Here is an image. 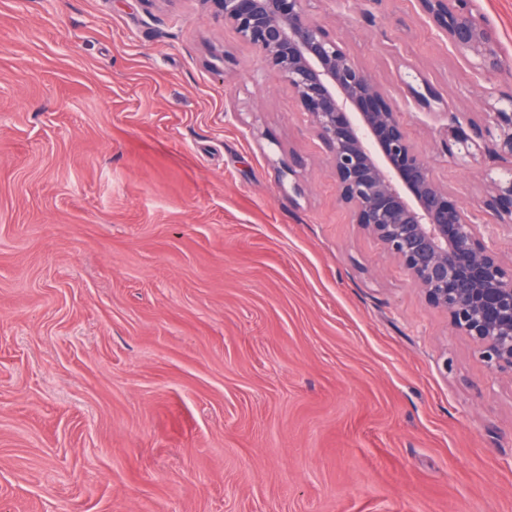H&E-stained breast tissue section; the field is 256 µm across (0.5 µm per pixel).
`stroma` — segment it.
<instances>
[{"label":"stroma","instance_id":"stroma-1","mask_svg":"<svg viewBox=\"0 0 512 512\" xmlns=\"http://www.w3.org/2000/svg\"><path fill=\"white\" fill-rule=\"evenodd\" d=\"M459 205L477 76L413 0H312ZM297 163L300 193L284 166ZM0 512H512V376L339 201L204 0H0Z\"/></svg>","mask_w":512,"mask_h":512}]
</instances>
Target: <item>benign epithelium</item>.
Segmentation results:
<instances>
[{
  "label": "benign epithelium",
  "instance_id": "7a95c632",
  "mask_svg": "<svg viewBox=\"0 0 512 512\" xmlns=\"http://www.w3.org/2000/svg\"><path fill=\"white\" fill-rule=\"evenodd\" d=\"M206 2L288 83L354 223L382 244L427 304L448 316L453 331L477 345L491 370L512 375V264L493 248L479 215L455 203L435 179L387 93L314 17L309 0ZM476 2L415 0V8L477 75L509 74ZM401 81L420 107L443 103L427 80L407 74ZM486 107L482 125L464 112H446L450 157L471 159L490 137L493 154L512 160V92H487ZM482 209L512 231V166L489 177Z\"/></svg>",
  "mask_w": 512,
  "mask_h": 512
}]
</instances>
